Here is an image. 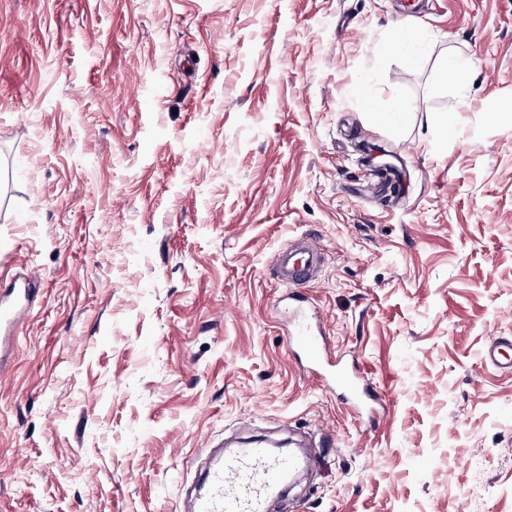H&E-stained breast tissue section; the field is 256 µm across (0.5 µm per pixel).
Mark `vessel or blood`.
I'll use <instances>...</instances> for the list:
<instances>
[{
	"instance_id": "vessel-or-blood-1",
	"label": "vessel or blood",
	"mask_w": 512,
	"mask_h": 512,
	"mask_svg": "<svg viewBox=\"0 0 512 512\" xmlns=\"http://www.w3.org/2000/svg\"><path fill=\"white\" fill-rule=\"evenodd\" d=\"M321 263L318 248L310 242L299 250H280L272 264L286 285L311 276ZM32 277L14 280L0 290V371L4 370L13 329L26 315L33 293ZM291 325L288 342L319 348L322 329L311 326L301 309L287 313ZM484 364L512 372V337H492L482 352ZM329 384L341 391L353 407L370 401V393L345 373H335ZM299 465L295 457L272 452L259 441L244 443L225 453L223 460L204 477L205 490L191 502V512H269L272 500L281 496Z\"/></svg>"
}]
</instances>
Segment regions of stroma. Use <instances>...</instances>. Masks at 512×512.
I'll list each match as a JSON object with an SVG mask.
<instances>
[{
  "instance_id": "stroma-1",
  "label": "stroma",
  "mask_w": 512,
  "mask_h": 512,
  "mask_svg": "<svg viewBox=\"0 0 512 512\" xmlns=\"http://www.w3.org/2000/svg\"><path fill=\"white\" fill-rule=\"evenodd\" d=\"M509 98L512 0H0V283L39 279L0 512H183L208 447L295 434L318 464L271 512H512V373L480 360L512 337ZM295 294L375 424L288 345ZM443 78L458 91L456 111L461 112L467 102L466 88L469 84L468 64L456 56H448L445 59ZM320 263L321 253L312 242L302 244L297 251L279 250L272 258L279 279L290 287L311 276Z\"/></svg>"
}]
</instances>
